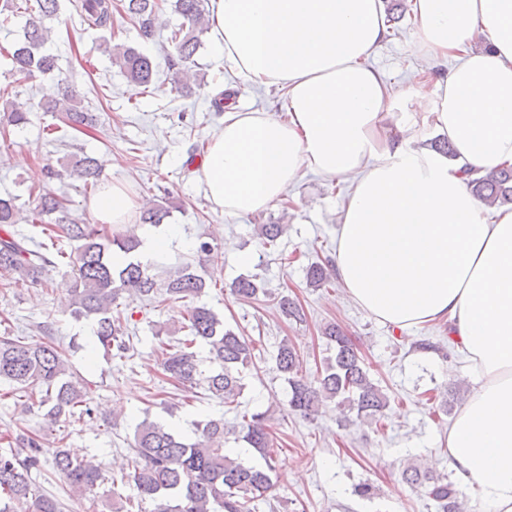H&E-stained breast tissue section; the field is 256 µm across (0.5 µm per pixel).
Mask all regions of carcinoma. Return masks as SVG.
<instances>
[{"mask_svg": "<svg viewBox=\"0 0 512 512\" xmlns=\"http://www.w3.org/2000/svg\"><path fill=\"white\" fill-rule=\"evenodd\" d=\"M35 2L37 9L29 11L19 0H0L3 20L26 16L22 37L10 53L12 71L24 76L47 75L57 68L56 57L46 52L45 46L51 33L46 21L57 16L59 0ZM173 7L182 23L171 36L175 55L170 57L169 66L183 81L190 78V65L201 45L200 36L209 29V19L203 0H174ZM157 8L156 0H125L124 9L136 19L144 40L153 37ZM77 9L88 25L112 27V0H78ZM111 55L131 86L140 89L152 84L154 68L148 54L131 45L116 44ZM40 108L60 114L62 121L77 131L95 123L75 91L60 84L42 99ZM29 122V115L23 112L5 110L0 115V125L5 128L23 127ZM65 172L87 189L101 181L96 159L85 153L74 156ZM464 172L473 175L468 185L485 205L512 204V167L483 174L470 168ZM168 214L167 209L147 202L140 207L139 220L157 226ZM22 220L40 225L48 241H36L14 231ZM286 228L285 224L257 225L263 247L276 246ZM61 233L71 244L68 265L74 273V288L70 314L76 320L93 321L98 346L119 360L134 356L135 343L123 326L121 314H113L118 296L133 291L157 303L169 298H197L208 285L196 267L215 263L220 256L218 247L200 241L195 244L198 266L182 263L159 279L150 266L135 258L141 240L133 230H109L76 219L59 196L46 192L24 217L15 198L0 197V272L16 276L18 282H41L48 267L56 265L51 248ZM120 254L126 260L117 261ZM334 276L335 267L329 259L306 268L307 282L314 288L330 283ZM230 290L242 300L266 293L265 284L256 275L238 276ZM278 308L285 318L299 324L304 321V310L294 300L283 296ZM183 331L184 336L173 343L159 342L157 355L163 374L183 385L195 384L200 375L195 347L200 343L214 365L205 377L208 392L228 407L238 405L244 389L243 373L256 358L255 342L226 327L205 303L189 310ZM322 337L334 356L326 360L315 384L299 376L296 347L286 339L278 345L274 360L288 384L289 410L313 419L326 402L335 401L364 422H378L389 405V396L370 378L369 367L338 324H326ZM1 379L28 393L24 409L45 410L44 417L52 426L69 421L77 413L92 415L84 380L69 369L64 356L51 344L0 335ZM267 417L268 412L257 411L232 426L222 417H207L194 421L188 432L145 418L134 429L126 479L133 483L140 502L154 504L152 512H258L257 502L273 488V438ZM230 435L235 442L254 449L264 465L230 456L224 448ZM13 445L16 451L0 452V512H61L56 498L36 494L32 486L30 473L39 465L43 441L36 435H19L8 442V446ZM53 465L71 492L81 497L93 493L105 481L101 463L74 459L60 447L55 450ZM403 479L433 502L437 512H463L461 493L447 478L434 476L420 464L410 462L403 470Z\"/></svg>", "mask_w": 512, "mask_h": 512, "instance_id": "1", "label": "carcinoma"}]
</instances>
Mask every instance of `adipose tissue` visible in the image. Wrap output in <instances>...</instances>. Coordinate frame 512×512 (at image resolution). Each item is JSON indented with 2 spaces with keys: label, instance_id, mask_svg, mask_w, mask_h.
<instances>
[{
  "label": "adipose tissue",
  "instance_id": "adipose-tissue-1",
  "mask_svg": "<svg viewBox=\"0 0 512 512\" xmlns=\"http://www.w3.org/2000/svg\"><path fill=\"white\" fill-rule=\"evenodd\" d=\"M412 12L416 51L458 61L429 93L367 65L387 33L381 0H211L215 51L284 97L276 114L225 113L198 179L229 215L266 210L305 170L350 182L337 277L393 330L446 327L476 383L448 427V468L486 512H512V207L488 212L462 173L512 165V0ZM432 130L455 160L423 147ZM90 206L127 224L135 201L112 184Z\"/></svg>",
  "mask_w": 512,
  "mask_h": 512
}]
</instances>
